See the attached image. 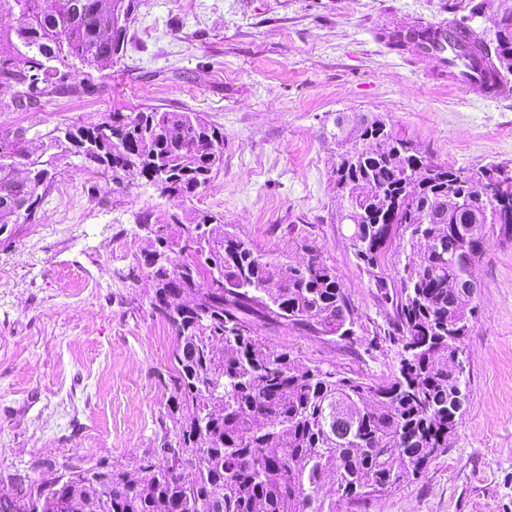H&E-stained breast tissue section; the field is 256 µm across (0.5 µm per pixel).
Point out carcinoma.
<instances>
[{
	"instance_id": "obj_1",
	"label": "carcinoma",
	"mask_w": 512,
	"mask_h": 512,
	"mask_svg": "<svg viewBox=\"0 0 512 512\" xmlns=\"http://www.w3.org/2000/svg\"><path fill=\"white\" fill-rule=\"evenodd\" d=\"M135 0H0V15L15 25L0 29V82L14 86L7 108L28 111L67 88L69 61L83 67L92 86L123 57ZM478 53L494 73L501 50L512 49V24H497L489 43L469 26ZM50 146L82 157L112 183L118 169H134L161 195L186 201L210 183L224 161V128L198 112L148 107L114 110L90 126L60 134L18 126L0 131V227L32 222L56 175ZM412 143L381 118L360 124L338 155L336 194L341 216L368 222L359 228L358 262L382 266L394 250L398 279H376L391 302L403 336L397 373L386 384L300 367L289 352L254 335L257 323H313L350 341L354 321L336 271L310 247L312 263L294 267L255 250L220 214L196 210L170 216L154 229L167 256L146 251L137 267L153 281L152 314L174 330L176 363L172 409L181 414L162 447L134 471L95 465L45 477L35 487L0 495V512H341L367 494L384 492L422 474L448 450L460 414L453 393L466 384L456 365L473 328L465 296L480 287L478 263L491 236L512 239V192L474 205L476 182L502 184L495 167L472 177L409 153ZM421 166L413 194L408 167ZM183 257L175 256V253ZM457 287H448V279ZM334 488L335 497L321 491Z\"/></svg>"
}]
</instances>
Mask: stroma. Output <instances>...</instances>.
<instances>
[{
	"mask_svg": "<svg viewBox=\"0 0 512 512\" xmlns=\"http://www.w3.org/2000/svg\"><path fill=\"white\" fill-rule=\"evenodd\" d=\"M509 13L512 0H137L123 57L89 93L76 67L67 90L28 111L1 95L0 128L42 132L115 109L201 112L224 129V162L181 203L135 175L113 191L111 177L63 156L35 220L0 229V493L99 461L133 468L173 428L174 334L151 313L147 275L126 277L149 247L145 213L162 224L208 210L294 261L315 246L350 302L354 339L286 322L259 325L258 338L303 365L387 383L402 342L339 222L335 134L377 116L435 161L512 175V73L495 98L467 95L386 40L420 21H461L490 39ZM478 273L447 452L342 512H512V240L492 238Z\"/></svg>",
	"mask_w": 512,
	"mask_h": 512,
	"instance_id": "obj_1",
	"label": "stroma"
}]
</instances>
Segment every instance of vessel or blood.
<instances>
[{
    "label": "vessel or blood",
    "instance_id": "vessel-or-blood-1",
    "mask_svg": "<svg viewBox=\"0 0 512 512\" xmlns=\"http://www.w3.org/2000/svg\"><path fill=\"white\" fill-rule=\"evenodd\" d=\"M415 53L437 60L448 82L465 93H485L493 67L485 58L475 54L469 36L452 23L444 21L413 25L406 29Z\"/></svg>",
    "mask_w": 512,
    "mask_h": 512
}]
</instances>
